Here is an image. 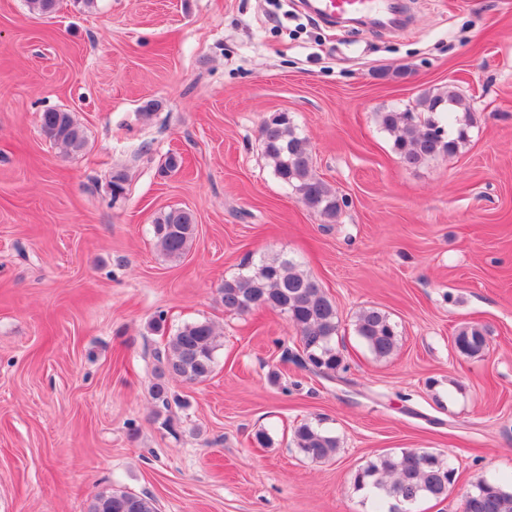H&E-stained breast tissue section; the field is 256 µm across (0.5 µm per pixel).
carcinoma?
<instances>
[{
	"mask_svg": "<svg viewBox=\"0 0 512 512\" xmlns=\"http://www.w3.org/2000/svg\"><path fill=\"white\" fill-rule=\"evenodd\" d=\"M463 112L471 107L458 87L450 84L425 93L413 112H381L382 128L393 135V147L401 160L415 166L440 155L458 151L466 139L463 128L451 133L444 114ZM41 130L56 144L78 152L85 145L83 129L71 113L50 110L40 116ZM260 136L264 154L277 178L297 194L299 201L327 223H333L344 201L336 191L314 174L305 138L296 131L288 113L278 112L263 119ZM159 250L169 259H181L191 248L196 224L191 211L172 208L153 224ZM224 309L245 312L266 307L284 314L300 336V364L316 374L335 379L345 369L336 350L339 319L335 303L310 276L299 272L293 262L280 256L265 258L245 275L224 281L220 288ZM357 336L377 358L391 356L398 345V331L389 316L377 310L362 312L356 322ZM460 353L481 355L486 347V330L465 324L456 330ZM217 335L208 321L187 323L169 337L163 354L157 355L158 381L151 386L152 398L163 407L170 404L164 378L170 376L187 383H202L214 371ZM296 447L308 458L326 460L336 456L339 440L309 424L298 425L293 432ZM456 480V470L439 456L411 449L383 453L357 471L354 486L373 498L378 512H408V507L424 498H441ZM88 512H156L154 500L145 494L127 491H102L90 501ZM463 512H512V489L481 478L464 496Z\"/></svg>",
	"mask_w": 512,
	"mask_h": 512,
	"instance_id": "carcinoma-1",
	"label": "carcinoma"
}]
</instances>
